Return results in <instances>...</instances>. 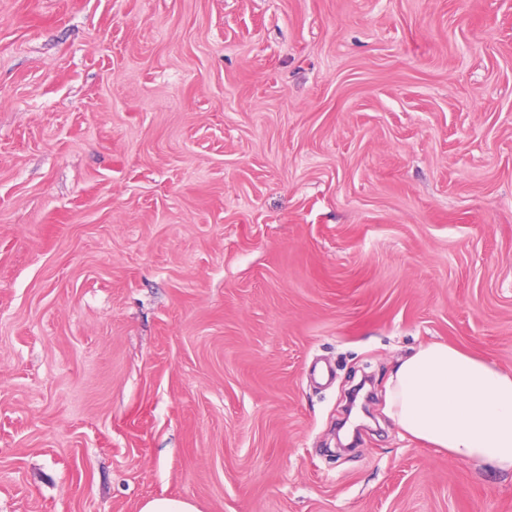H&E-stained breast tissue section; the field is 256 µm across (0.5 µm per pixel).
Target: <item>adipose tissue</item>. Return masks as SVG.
I'll use <instances>...</instances> for the list:
<instances>
[{
    "label": "adipose tissue",
    "mask_w": 512,
    "mask_h": 512,
    "mask_svg": "<svg viewBox=\"0 0 512 512\" xmlns=\"http://www.w3.org/2000/svg\"><path fill=\"white\" fill-rule=\"evenodd\" d=\"M384 413L405 435L456 461L512 471V371L427 343L391 370Z\"/></svg>",
    "instance_id": "ef3b65f1"
}]
</instances>
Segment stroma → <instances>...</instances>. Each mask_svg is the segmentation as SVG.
<instances>
[{
    "label": "stroma",
    "instance_id": "35a3bbf8",
    "mask_svg": "<svg viewBox=\"0 0 512 512\" xmlns=\"http://www.w3.org/2000/svg\"><path fill=\"white\" fill-rule=\"evenodd\" d=\"M431 341L512 370V0H0V512H512ZM383 411L458 462L512 471V371L446 343L423 344L391 370ZM140 512H199V510L187 500L159 497L146 501Z\"/></svg>",
    "mask_w": 512,
    "mask_h": 512
}]
</instances>
